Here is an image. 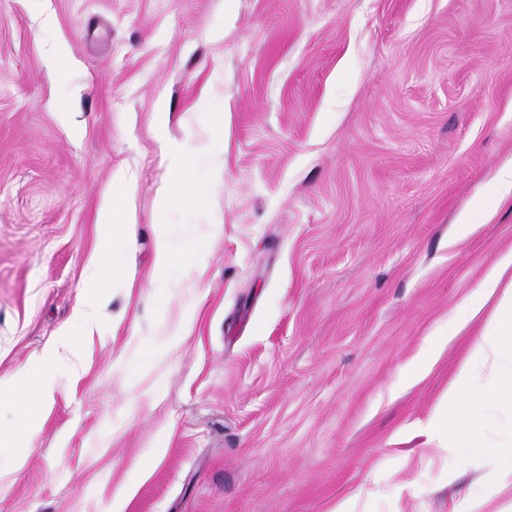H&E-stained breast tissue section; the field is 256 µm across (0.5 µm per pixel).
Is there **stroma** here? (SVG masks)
Here are the masks:
<instances>
[{"instance_id":"stroma-1","label":"stroma","mask_w":512,"mask_h":512,"mask_svg":"<svg viewBox=\"0 0 512 512\" xmlns=\"http://www.w3.org/2000/svg\"><path fill=\"white\" fill-rule=\"evenodd\" d=\"M207 131L223 181L191 165L160 278L161 146ZM510 162L512 0H0V384L58 369L0 512H512L429 426L482 323L410 378L512 248V199L477 210ZM97 223L101 240L104 243L112 241L113 245L115 240L127 238L132 224L137 222L126 200L112 197L100 210Z\"/></svg>"}]
</instances>
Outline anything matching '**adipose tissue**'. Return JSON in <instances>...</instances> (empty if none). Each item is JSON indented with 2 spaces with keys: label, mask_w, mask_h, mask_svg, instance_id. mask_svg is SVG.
<instances>
[{
  "label": "adipose tissue",
  "mask_w": 512,
  "mask_h": 512,
  "mask_svg": "<svg viewBox=\"0 0 512 512\" xmlns=\"http://www.w3.org/2000/svg\"><path fill=\"white\" fill-rule=\"evenodd\" d=\"M223 149L216 141L199 145L196 158L172 152L167 178L156 200L158 212H168L177 196L193 191L188 170L192 160L205 164L212 180H220ZM135 217L125 200H109L98 216L103 242L128 237ZM494 301L493 311H486L487 301ZM463 316H486L487 326L469 350L446 399L435 413L432 426L450 452L479 448L498 463L497 490L512 489V433L490 440L487 429L493 415H512V250L503 252L479 281L474 296L461 301ZM26 389L0 386V410L17 415L15 428H0V447L11 449V465L21 468L33 437L31 405Z\"/></svg>",
  "instance_id": "1"
}]
</instances>
